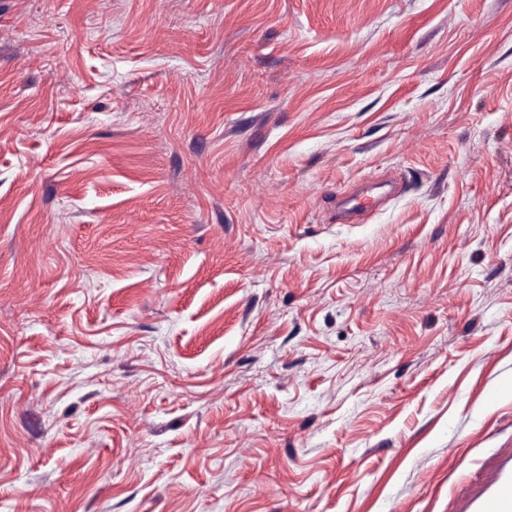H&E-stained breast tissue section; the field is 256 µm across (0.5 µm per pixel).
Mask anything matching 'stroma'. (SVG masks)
Listing matches in <instances>:
<instances>
[{"label":"stroma","instance_id":"1","mask_svg":"<svg viewBox=\"0 0 512 512\" xmlns=\"http://www.w3.org/2000/svg\"><path fill=\"white\" fill-rule=\"evenodd\" d=\"M511 388L512 0H0V512H445Z\"/></svg>","mask_w":512,"mask_h":512}]
</instances>
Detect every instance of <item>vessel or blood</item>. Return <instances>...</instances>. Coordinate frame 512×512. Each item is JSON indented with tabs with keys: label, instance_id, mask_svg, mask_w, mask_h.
Here are the masks:
<instances>
[{
	"label": "vessel or blood",
	"instance_id": "vessel-or-blood-1",
	"mask_svg": "<svg viewBox=\"0 0 512 512\" xmlns=\"http://www.w3.org/2000/svg\"><path fill=\"white\" fill-rule=\"evenodd\" d=\"M448 512H512V445L494 449L477 469H462L448 492Z\"/></svg>",
	"mask_w": 512,
	"mask_h": 512
}]
</instances>
